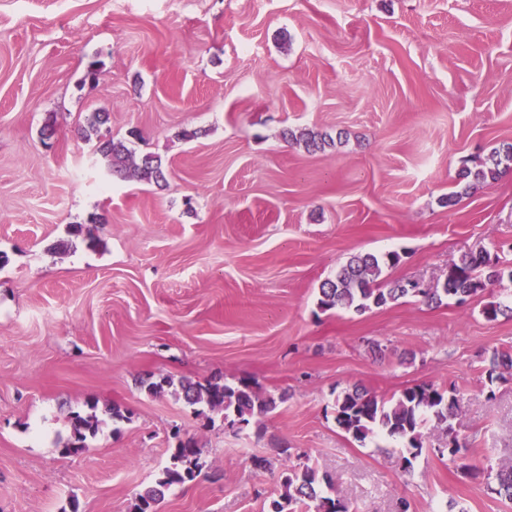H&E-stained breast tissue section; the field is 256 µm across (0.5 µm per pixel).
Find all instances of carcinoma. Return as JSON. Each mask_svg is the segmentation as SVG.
Returning a JSON list of instances; mask_svg holds the SVG:
<instances>
[{"label":"carcinoma","mask_w":512,"mask_h":512,"mask_svg":"<svg viewBox=\"0 0 512 512\" xmlns=\"http://www.w3.org/2000/svg\"><path fill=\"white\" fill-rule=\"evenodd\" d=\"M109 114L92 112L78 129L79 138L94 143L95 151L107 162L112 175L123 180L135 179L146 184H160L165 181V165L157 155L145 154L139 158L123 140L112 137L108 127ZM284 138L303 140L307 149L322 150L328 144L326 137L315 132L299 136L291 130L284 132ZM512 168V144L494 152L490 161L482 162L475 168H464L460 179L464 181L462 192L448 195V204L456 202L460 194H471L489 186ZM400 263V254L390 251L382 255L358 253L350 257L332 278L325 280L319 288L317 306L322 311L343 309L362 315L374 308L380 309L396 304L407 297H419L428 306H439L443 299L454 297L461 304L470 297L486 293L502 279L499 265H508L500 257H490L486 251L469 252L448 264L444 287L429 290L418 288L410 280L400 279L385 288L378 282L384 267ZM482 316L495 321L500 316H512V304L489 301L481 309ZM512 376V354L492 352L487 369L489 381L504 380ZM167 390L191 406H205L210 410H222L224 416L234 417L242 425L250 424L256 417L264 416L285 401L264 396L255 386L241 380L236 384L194 382L190 379L174 381L163 377L146 385L151 395ZM459 399L457 394L432 383H420L407 387L390 400L379 398L360 386L340 393L336 397L334 410L336 426L353 440L363 444L379 434L402 441L404 469L413 468V461L426 449L436 450L430 444L431 433L425 431L427 424L438 432L440 447L448 456L458 462L464 474L474 475L477 467L469 463L466 445L456 435L452 420ZM72 435L64 444V452L77 455L89 448V440L97 434V419L92 414L75 412L71 415ZM202 449L192 437L177 438L171 454V464L165 467L160 477L151 486L134 496L130 512H159L166 492L174 485L192 482L198 475L199 458ZM486 480L494 482L497 494L512 500V464H501L497 469L485 472ZM335 487L332 475L306 462L289 466L283 470L279 480L277 496L269 503L268 512H349L348 506L333 496Z\"/></svg>","instance_id":"1"}]
</instances>
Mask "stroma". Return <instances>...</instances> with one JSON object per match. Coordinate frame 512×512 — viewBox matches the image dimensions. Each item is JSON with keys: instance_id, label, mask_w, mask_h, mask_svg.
<instances>
[{"instance_id": "1", "label": "stroma", "mask_w": 512, "mask_h": 512, "mask_svg": "<svg viewBox=\"0 0 512 512\" xmlns=\"http://www.w3.org/2000/svg\"><path fill=\"white\" fill-rule=\"evenodd\" d=\"M94 110L163 159V186L112 180L75 135ZM287 129L334 144L310 152ZM507 144L512 0H0V512H128L179 435L202 470L161 512H267L302 454L350 512H512L449 458L423 452L408 473L399 441L361 444L334 420L351 386L430 382L456 389L473 464L512 460V378L486 374L492 351L512 354V317L481 314L512 281L465 306H317L357 252L397 251L382 282L433 288L462 254L512 245V171L446 202ZM166 376L287 399L232 426L141 385ZM90 400L126 418L65 454Z\"/></svg>"}]
</instances>
